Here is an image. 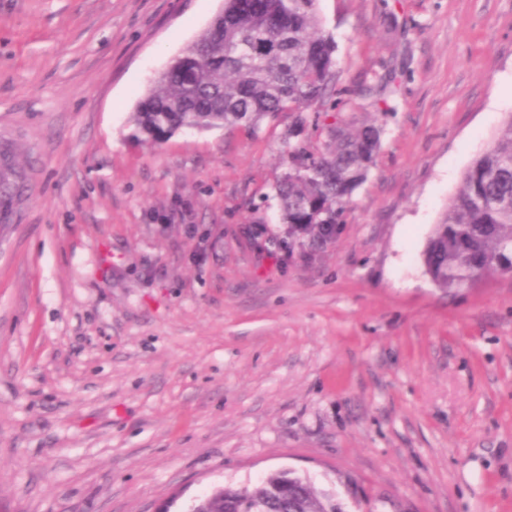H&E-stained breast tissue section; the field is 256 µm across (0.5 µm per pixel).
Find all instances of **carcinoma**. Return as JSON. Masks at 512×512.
<instances>
[{
	"mask_svg": "<svg viewBox=\"0 0 512 512\" xmlns=\"http://www.w3.org/2000/svg\"><path fill=\"white\" fill-rule=\"evenodd\" d=\"M336 44L322 29L317 0H224L212 24L153 81L132 113L133 137L159 144L183 128H257L295 114L281 133L287 170L274 186L288 236L323 243L335 238L355 191L380 148L381 127L325 124L323 146L300 139L310 112L343 105ZM432 281L464 288L512 264V119L477 156L462 187L435 225L424 251ZM189 512H342L290 470L273 472L253 489L217 487Z\"/></svg>",
	"mask_w": 512,
	"mask_h": 512,
	"instance_id": "carcinoma-1",
	"label": "carcinoma"
}]
</instances>
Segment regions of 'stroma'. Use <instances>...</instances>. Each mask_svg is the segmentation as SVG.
Masks as SVG:
<instances>
[{
	"mask_svg": "<svg viewBox=\"0 0 512 512\" xmlns=\"http://www.w3.org/2000/svg\"><path fill=\"white\" fill-rule=\"evenodd\" d=\"M223 7L0 0V512H188L278 469L344 512H512V278L446 291L423 263L512 117V0H318L339 118L383 131L292 261V114L131 137Z\"/></svg>",
	"mask_w": 512,
	"mask_h": 512,
	"instance_id": "1",
	"label": "stroma"
}]
</instances>
